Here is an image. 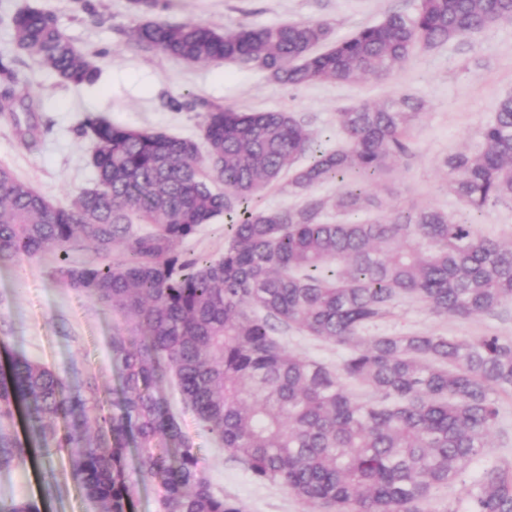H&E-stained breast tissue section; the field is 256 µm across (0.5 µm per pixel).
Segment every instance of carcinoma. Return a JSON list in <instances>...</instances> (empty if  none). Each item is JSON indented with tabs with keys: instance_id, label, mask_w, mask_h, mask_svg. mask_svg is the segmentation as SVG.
<instances>
[{
	"instance_id": "obj_1",
	"label": "carcinoma",
	"mask_w": 512,
	"mask_h": 512,
	"mask_svg": "<svg viewBox=\"0 0 512 512\" xmlns=\"http://www.w3.org/2000/svg\"><path fill=\"white\" fill-rule=\"evenodd\" d=\"M0 109H11L17 57L32 55L62 82L92 86L95 62L55 16L27 6L7 17ZM512 21V0H417L378 24L332 40L325 22L244 24L224 34L149 21L134 39L188 64H252L281 83H355L384 76L416 52ZM412 97L337 113L344 143L314 147L286 111L207 108L206 150L194 140L136 130L87 113L96 183L56 205L0 167V260L54 252L53 278L118 314L112 360L121 397L86 392L44 364L16 357L0 374V469L30 449L11 430L24 405L43 447L66 452L71 477L99 512H131L136 487H160V512H244L217 495L159 383L173 375L203 429L260 483L286 488L306 512H426L435 493L482 457L512 393V340L498 336H365L400 298L468 319L512 304V241L477 233L438 209L320 222L323 204L257 205L285 172L303 193L336 181L340 213L373 204L367 187L409 152ZM448 191L477 210L512 205V95L480 131V146L445 160ZM227 216L218 259L176 245ZM87 243L103 259L76 266ZM342 346L335 368L288 350L278 328ZM137 464L126 469L129 447ZM468 512H512V465L485 468L466 488Z\"/></svg>"
}]
</instances>
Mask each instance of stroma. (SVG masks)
<instances>
[{
  "label": "stroma",
  "instance_id": "35a3bbf8",
  "mask_svg": "<svg viewBox=\"0 0 512 512\" xmlns=\"http://www.w3.org/2000/svg\"><path fill=\"white\" fill-rule=\"evenodd\" d=\"M51 11L75 48L92 55L101 70L99 81L76 88L61 83L29 56L17 65L16 98L31 101L33 133L18 129L11 114L0 113V167L10 169L55 204L66 205L95 185L89 163L90 142L76 127L87 112H108L114 123L158 129L199 139L208 106L238 111L285 110L293 113L324 149L341 145L337 112L363 102L418 98L423 108L409 130L410 152L368 187L375 207L351 213L324 209V222L358 223L377 213L434 208L451 213L483 235L512 241V206L483 211L465 208L448 192L443 161L449 154L474 150L478 132L488 123L500 98L512 94V22L496 25L436 48L417 52L386 77L343 84L318 81L289 86L251 65L231 62L187 64L139 44L134 28L146 20L196 21L228 31L242 24L271 26L285 22L325 21L336 37L379 23L397 11H412L416 0H164L150 14L138 12L130 0H90L85 12L76 0H32ZM342 187L322 184L303 194L289 191L287 179L266 188L260 206L266 210L299 208L308 200H331ZM225 245L224 220L216 218L182 242L181 255L217 258ZM53 255L16 256L0 262V369L13 356L48 365L81 387L95 376L100 390L117 389L111 336L121 324L103 305L79 296L52 277ZM367 335L404 333L445 336H503L512 339V305L497 315L469 319L437 315L422 303L399 299ZM281 342L301 356L333 366L344 348L287 329ZM160 389L191 438L200 466L216 492L243 503L246 512H303L285 488L259 484L229 452L208 435L194 413L184 409L169 381ZM500 421L488 439L485 455L469 468L464 483L483 468L512 464V395L499 397ZM464 483L441 490L442 503L466 512ZM0 501H30L40 512H96L94 504L70 474L67 454L36 453L32 460L0 470Z\"/></svg>",
  "mask_w": 512,
  "mask_h": 512
}]
</instances>
